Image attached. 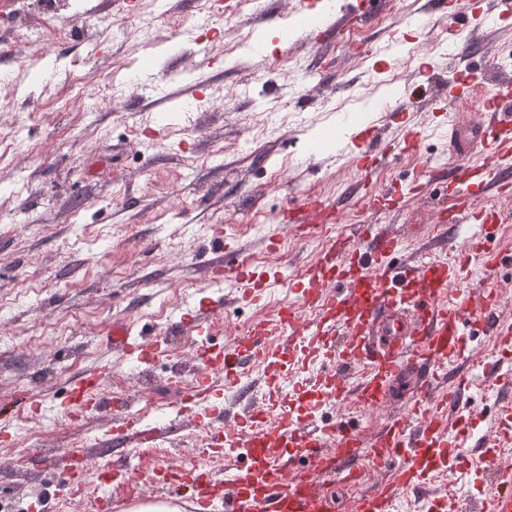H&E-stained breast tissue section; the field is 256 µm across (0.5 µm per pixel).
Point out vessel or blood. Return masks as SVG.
<instances>
[{"label": "vessel or blood", "instance_id": "b4317fda", "mask_svg": "<svg viewBox=\"0 0 512 512\" xmlns=\"http://www.w3.org/2000/svg\"><path fill=\"white\" fill-rule=\"evenodd\" d=\"M465 11L506 19L512 17V0H452L451 15ZM470 58L465 47L450 51L448 62L458 79L449 85L447 99L432 103V111L473 96L479 78ZM482 110L484 127L496 132L491 149L497 163L480 167L464 151L456 153L460 184H467L475 171L484 173L477 189L461 194L456 203L466 209L469 223L483 218L482 211L469 209V202L507 189L502 172L512 160V82H499ZM360 137V132L347 130L335 150L318 148L314 156L323 162H352L368 174L379 150L374 145L359 149ZM331 213L308 196L288 220L304 229ZM400 252L399 240L387 226L357 225L350 235L332 238L299 277L285 281L293 300L283 303L275 319L253 323L232 344L197 346V374L189 398L196 407L192 423L207 430L208 444L198 460L155 468L159 489L190 491L197 512H208L218 501L225 512H335L325 486L336 480L357 489L352 512H394L409 490L463 467L452 450L461 391L444 387L442 372L453 366L468 373L474 352L464 342L466 325L483 326L502 343H512V322L493 316L495 287L486 285L479 293L467 281V254L481 255L490 271L497 257L485 251L479 230L467 235L464 256L451 260L423 256L411 264L400 259ZM209 282L215 288L247 283L245 295L253 299L270 285L255 275L250 255L243 252L231 262L217 256L209 266ZM223 307L220 299L188 305L180 327L208 335ZM110 336L113 347L138 364L149 363L157 351L154 341L128 323L113 324ZM251 362L262 364V379L249 388L247 407L235 414L232 424H225L224 394L240 386L243 368ZM111 372V361H100L73 377L70 390L94 409L111 407L123 426L116 440L134 456L146 440L157 439L158 430L129 412L125 398H107L105 383ZM293 372L302 378L287 384ZM409 372L421 376L419 395L369 444H361L341 426L318 422L317 411L331 401L350 398L359 408L377 407L388 386ZM499 415L482 461L486 473L512 471L511 400H503ZM239 448L247 449L246 461L232 460ZM215 453L226 459L219 474L206 463ZM301 457L308 459V467H298ZM372 469L383 471L386 478L369 489L366 476ZM478 508L512 512V485L495 486Z\"/></svg>", "mask_w": 512, "mask_h": 512}]
</instances>
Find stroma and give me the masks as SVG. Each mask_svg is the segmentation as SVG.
<instances>
[{"mask_svg":"<svg viewBox=\"0 0 512 512\" xmlns=\"http://www.w3.org/2000/svg\"><path fill=\"white\" fill-rule=\"evenodd\" d=\"M260 2L272 18L257 29L210 18L208 0H168L163 8L138 0L128 17L113 13L112 0H0V427L30 434L26 441L0 437V494L37 499V512H83L82 499L65 496L69 453L80 452L87 472L96 473L121 452L106 445L112 413H88L78 425L68 417L70 378L102 357L112 360L107 395L127 397L133 412L164 408L182 440L174 449L175 437H161L132 459L136 502L159 498L149 481L157 459L177 465L196 457L192 427L179 411L182 387L194 380L195 339L172 324L187 302L211 298L206 260L215 240L250 247L257 269L297 276L324 244L276 219L311 193L336 212L330 235L352 224H393L404 255L460 253L455 234L434 231L458 188L447 139H423L417 161L389 148L367 183L352 166L329 167L311 153L340 116L365 125L363 108H380L405 84L421 83L426 64L441 62L452 42L469 44L482 95L489 94L512 75V65L498 61L512 44V23L492 32L470 19L452 30L440 20L423 31L402 22L415 0H377L314 56L305 32L285 30L293 0ZM46 25L64 37L29 40L30 29ZM286 34L294 46L284 56ZM201 71L209 89L189 112L147 106L157 84L187 87ZM425 180V197L403 212L385 205L369 214L358 204L366 191ZM257 224L263 233L254 232ZM264 233L275 235L276 251L264 249ZM485 245L497 268L486 272L474 258L470 269L478 279L494 276L498 311L512 319V223L494 224ZM286 297L277 285L254 304L225 288L209 342L233 343L246 325L273 317ZM128 320L160 348L143 393L138 365L104 343L113 322ZM173 366L181 385L169 380ZM412 391L407 379L376 409L347 401L323 406L318 418L368 443ZM501 398L470 374L453 431L464 459L480 454Z\"/></svg>","mask_w":512,"mask_h":512,"instance_id":"obj_1","label":"stroma"}]
</instances>
